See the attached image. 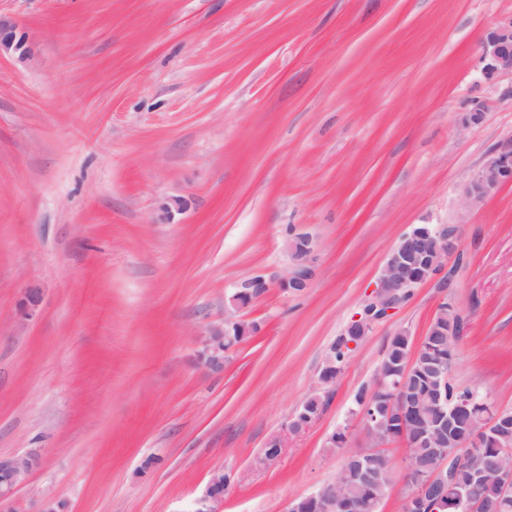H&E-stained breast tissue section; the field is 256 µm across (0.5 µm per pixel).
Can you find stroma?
Returning a JSON list of instances; mask_svg holds the SVG:
<instances>
[{"label":"stroma","instance_id":"stroma-1","mask_svg":"<svg viewBox=\"0 0 512 512\" xmlns=\"http://www.w3.org/2000/svg\"><path fill=\"white\" fill-rule=\"evenodd\" d=\"M511 18L512 0H0L23 40L0 53V455L42 452L21 512H187L217 468L222 512H286L340 471L334 432L366 446L357 392L446 297L454 386L512 411V183L461 200L512 144V75L480 74ZM418 224L459 225L458 253L262 464ZM290 229L315 244L299 293L280 286ZM257 274L238 317L260 331L209 371L204 341Z\"/></svg>","mask_w":512,"mask_h":512}]
</instances>
